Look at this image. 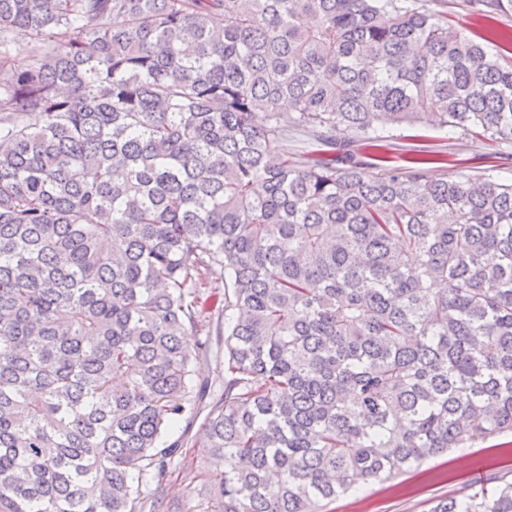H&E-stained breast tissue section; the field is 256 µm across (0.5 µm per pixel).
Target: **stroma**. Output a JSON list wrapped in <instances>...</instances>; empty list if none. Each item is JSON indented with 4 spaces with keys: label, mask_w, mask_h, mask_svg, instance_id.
<instances>
[{
    "label": "stroma",
    "mask_w": 512,
    "mask_h": 512,
    "mask_svg": "<svg viewBox=\"0 0 512 512\" xmlns=\"http://www.w3.org/2000/svg\"><path fill=\"white\" fill-rule=\"evenodd\" d=\"M392 160L405 156L435 154L442 164L432 166L429 176L472 174L488 169L501 179L512 180V146L498 145L428 125H403L387 141ZM187 434L188 445L171 462L163 483L158 512H175L186 500L205 501L211 468L210 451L201 439L199 424L181 418L169 429L168 439ZM492 439L473 448H456L428 458L415 470L385 483H373L336 501L335 512H429L432 502L452 495L461 487L477 493L487 488L486 473L492 468H511L512 449L501 451Z\"/></svg>",
    "instance_id": "stroma-1"
}]
</instances>
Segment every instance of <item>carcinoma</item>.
Listing matches in <instances>:
<instances>
[{
	"mask_svg": "<svg viewBox=\"0 0 512 512\" xmlns=\"http://www.w3.org/2000/svg\"><path fill=\"white\" fill-rule=\"evenodd\" d=\"M461 6L472 37L415 0H0V512H141L192 410L207 512H331L512 436V182L379 135L512 145V0ZM215 266L209 402L182 336ZM492 480L431 512H512ZM199 294L205 320H210L214 328L220 327L221 336L213 333V355L208 359L202 358L197 361L189 386L208 380L212 393L217 396L224 389V270L222 268L219 266L212 268L207 284L201 286Z\"/></svg>",
	"mask_w": 512,
	"mask_h": 512,
	"instance_id": "1",
	"label": "carcinoma"
}]
</instances>
